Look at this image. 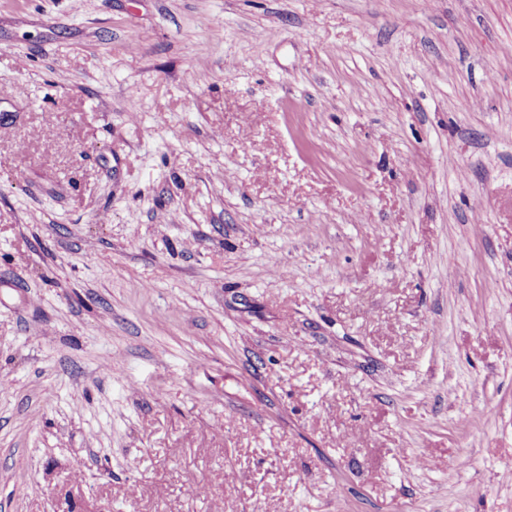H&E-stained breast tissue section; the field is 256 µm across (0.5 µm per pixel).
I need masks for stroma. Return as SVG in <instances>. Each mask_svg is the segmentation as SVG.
Returning <instances> with one entry per match:
<instances>
[{"label": "stroma", "instance_id": "stroma-1", "mask_svg": "<svg viewBox=\"0 0 512 512\" xmlns=\"http://www.w3.org/2000/svg\"><path fill=\"white\" fill-rule=\"evenodd\" d=\"M507 45L0 0V512H512Z\"/></svg>", "mask_w": 512, "mask_h": 512}]
</instances>
